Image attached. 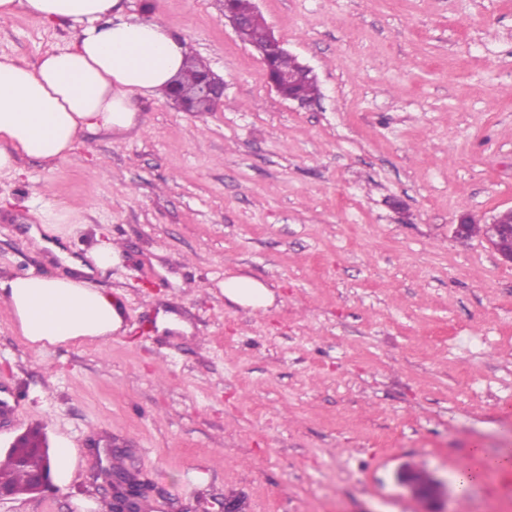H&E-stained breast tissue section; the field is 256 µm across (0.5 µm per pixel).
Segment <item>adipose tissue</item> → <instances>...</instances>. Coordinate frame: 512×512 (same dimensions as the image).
I'll return each mask as SVG.
<instances>
[{
	"instance_id": "adipose-tissue-1",
	"label": "adipose tissue",
	"mask_w": 512,
	"mask_h": 512,
	"mask_svg": "<svg viewBox=\"0 0 512 512\" xmlns=\"http://www.w3.org/2000/svg\"><path fill=\"white\" fill-rule=\"evenodd\" d=\"M120 0H0V20L25 10L80 28L74 47L29 64L0 55V173L27 156L64 159L85 132L133 127L136 101L166 89L188 42L153 20L125 17ZM20 333L33 344L106 340L122 324L119 305L83 277L40 273L0 280Z\"/></svg>"
}]
</instances>
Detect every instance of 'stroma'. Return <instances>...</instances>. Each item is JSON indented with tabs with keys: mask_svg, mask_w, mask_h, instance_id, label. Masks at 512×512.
I'll return each instance as SVG.
<instances>
[{
	"mask_svg": "<svg viewBox=\"0 0 512 512\" xmlns=\"http://www.w3.org/2000/svg\"><path fill=\"white\" fill-rule=\"evenodd\" d=\"M320 95L281 98L223 0H121L186 38L224 102L140 99L126 132L0 177V275L91 282L123 324L42 349L0 300V446L28 428L71 451L68 477L0 512H106L103 451L151 484L142 512H431L402 470L453 484L470 448L512 451V264L477 222L512 206V0H253ZM77 28L21 13L0 53L35 62ZM50 199L63 256L33 248ZM233 276L269 306L230 302ZM445 512H512L488 473ZM506 214L512 215V207L506 208L504 210L497 212L494 215H491L489 217V221H485L482 224H476L477 222L470 214L463 213L460 216L458 224L455 227V234L458 235L459 233H463L466 225L471 224L468 233L463 236H460L461 238L468 239L473 235H484V224H486L489 230L487 238H485L487 243L490 245L491 249L501 258V260H503L504 262L512 263V251L501 252L496 246V241L502 234H507L510 237H512V228L503 230L502 227L499 226V224H506L503 222L504 216ZM224 296L239 305L263 307L272 303L273 296L262 282L248 277H230L221 285Z\"/></svg>",
	"mask_w": 512,
	"mask_h": 512,
	"instance_id": "obj_1",
	"label": "stroma"
}]
</instances>
